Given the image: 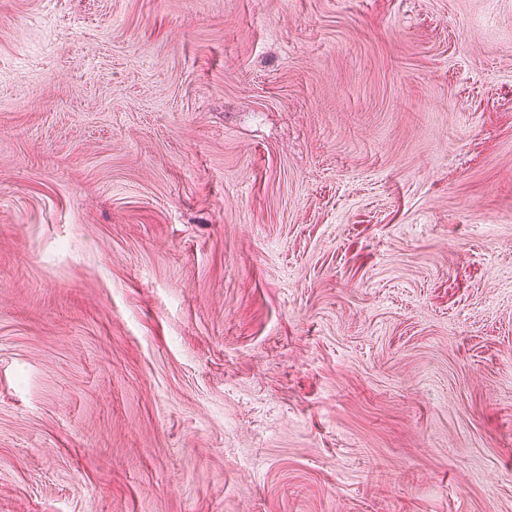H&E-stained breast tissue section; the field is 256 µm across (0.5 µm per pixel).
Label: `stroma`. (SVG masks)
<instances>
[{
    "instance_id": "35a3bbf8",
    "label": "stroma",
    "mask_w": 512,
    "mask_h": 512,
    "mask_svg": "<svg viewBox=\"0 0 512 512\" xmlns=\"http://www.w3.org/2000/svg\"><path fill=\"white\" fill-rule=\"evenodd\" d=\"M0 512H512V0H0Z\"/></svg>"
}]
</instances>
